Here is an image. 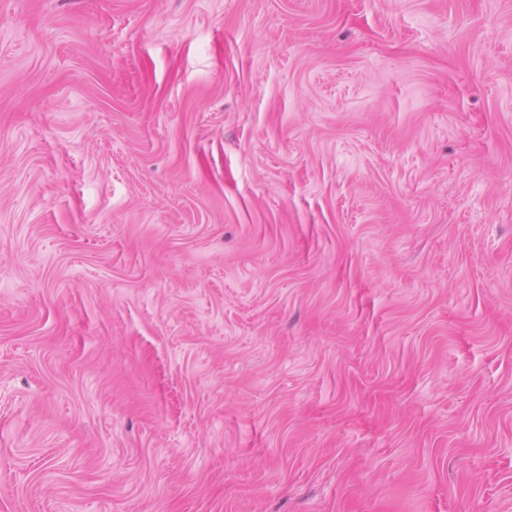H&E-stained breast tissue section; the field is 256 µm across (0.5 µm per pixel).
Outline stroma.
I'll use <instances>...</instances> for the list:
<instances>
[{
    "label": "stroma",
    "mask_w": 512,
    "mask_h": 512,
    "mask_svg": "<svg viewBox=\"0 0 512 512\" xmlns=\"http://www.w3.org/2000/svg\"><path fill=\"white\" fill-rule=\"evenodd\" d=\"M0 512H512V0H0Z\"/></svg>",
    "instance_id": "1"
}]
</instances>
